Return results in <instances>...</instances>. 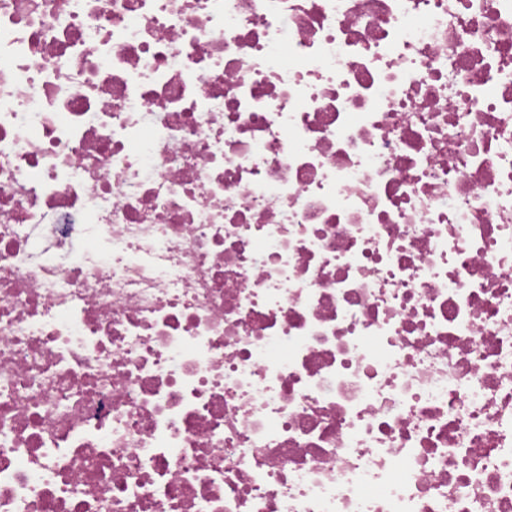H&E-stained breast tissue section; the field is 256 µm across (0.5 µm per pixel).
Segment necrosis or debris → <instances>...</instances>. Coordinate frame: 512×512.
<instances>
[{"instance_id":"1","label":"necrosis or debris","mask_w":512,"mask_h":512,"mask_svg":"<svg viewBox=\"0 0 512 512\" xmlns=\"http://www.w3.org/2000/svg\"><path fill=\"white\" fill-rule=\"evenodd\" d=\"M0 512H512V0H0Z\"/></svg>"}]
</instances>
